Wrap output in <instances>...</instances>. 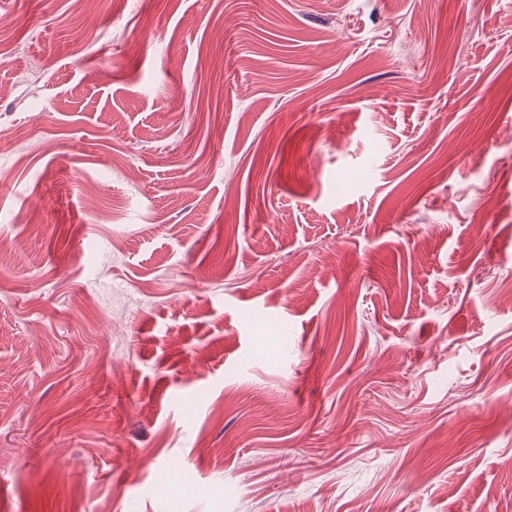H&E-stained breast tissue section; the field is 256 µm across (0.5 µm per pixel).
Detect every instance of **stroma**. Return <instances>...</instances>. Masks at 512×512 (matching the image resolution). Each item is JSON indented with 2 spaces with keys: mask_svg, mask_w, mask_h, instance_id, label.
Masks as SVG:
<instances>
[{
  "mask_svg": "<svg viewBox=\"0 0 512 512\" xmlns=\"http://www.w3.org/2000/svg\"><path fill=\"white\" fill-rule=\"evenodd\" d=\"M366 2L0 0V512H512V0Z\"/></svg>",
  "mask_w": 512,
  "mask_h": 512,
  "instance_id": "obj_1",
  "label": "stroma"
}]
</instances>
